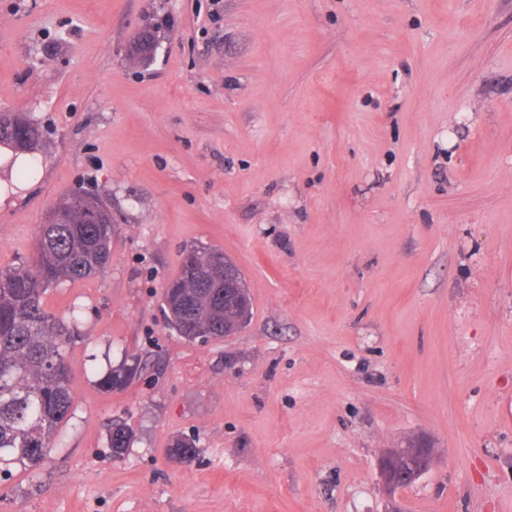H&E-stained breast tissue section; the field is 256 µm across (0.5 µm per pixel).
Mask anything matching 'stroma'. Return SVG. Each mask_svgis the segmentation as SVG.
Masks as SVG:
<instances>
[{
	"instance_id": "obj_1",
	"label": "stroma",
	"mask_w": 512,
	"mask_h": 512,
	"mask_svg": "<svg viewBox=\"0 0 512 512\" xmlns=\"http://www.w3.org/2000/svg\"><path fill=\"white\" fill-rule=\"evenodd\" d=\"M1 110L48 134L33 178L0 161V269L63 194L115 230L43 296L74 403L0 512H512V0H0ZM194 247L240 269L239 334L167 327ZM137 43L136 44H133V47H130L129 49V53L130 55L129 58L131 60H134V61H137V62H141V63H144L147 61L148 58V54H154L156 48H157V42H156V39H155V35L152 31V28L150 25H146L144 26L141 31L139 32V35H138V39H137ZM145 47L143 53L144 54H141L138 50V47ZM417 445L414 448H393L381 455L379 470L383 489L387 493L398 489L401 481L413 483L432 466L434 449L425 444Z\"/></svg>"
}]
</instances>
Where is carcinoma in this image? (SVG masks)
<instances>
[{"instance_id":"cac0c4a2","label":"carcinoma","mask_w":512,"mask_h":512,"mask_svg":"<svg viewBox=\"0 0 512 512\" xmlns=\"http://www.w3.org/2000/svg\"><path fill=\"white\" fill-rule=\"evenodd\" d=\"M157 42L144 26L129 58L144 63ZM43 138L41 127L26 113L0 112V146L15 156L35 155ZM65 222L40 225L35 258L0 271V466L34 468L44 459L59 426L73 406L71 366L66 357L72 340L69 325L43 306L50 288L103 270L111 258L113 225L88 224L86 215L100 198L69 193ZM211 248L184 254L180 274L165 288L164 310L171 328L193 339L200 327L219 337L238 315L237 305L214 294L224 291V272L210 266ZM130 433L116 424L110 448L116 455L129 447Z\"/></svg>"}]
</instances>
